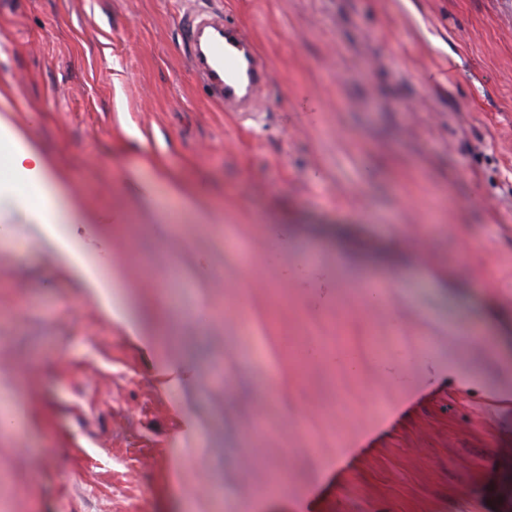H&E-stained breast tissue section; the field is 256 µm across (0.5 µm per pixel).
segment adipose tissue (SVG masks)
<instances>
[{
    "instance_id": "ef3b65f1",
    "label": "adipose tissue",
    "mask_w": 512,
    "mask_h": 512,
    "mask_svg": "<svg viewBox=\"0 0 512 512\" xmlns=\"http://www.w3.org/2000/svg\"><path fill=\"white\" fill-rule=\"evenodd\" d=\"M15 87L0 83V223L37 226L53 248L64 271L94 300L98 309L134 344H155L150 328L123 298L120 268L100 272L95 265L96 241L80 236L79 224L101 223L100 215L84 211L67 198V185L58 165L32 142L14 120Z\"/></svg>"
}]
</instances>
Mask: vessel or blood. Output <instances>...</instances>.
<instances>
[{
  "mask_svg": "<svg viewBox=\"0 0 512 512\" xmlns=\"http://www.w3.org/2000/svg\"><path fill=\"white\" fill-rule=\"evenodd\" d=\"M191 68L210 97L228 112L257 111L271 75L245 31L213 0H176Z\"/></svg>",
  "mask_w": 512,
  "mask_h": 512,
  "instance_id": "b4317fda",
  "label": "vessel or blood"
}]
</instances>
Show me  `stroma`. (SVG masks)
Returning a JSON list of instances; mask_svg holds the SVG:
<instances>
[{
    "label": "stroma",
    "mask_w": 512,
    "mask_h": 512,
    "mask_svg": "<svg viewBox=\"0 0 512 512\" xmlns=\"http://www.w3.org/2000/svg\"><path fill=\"white\" fill-rule=\"evenodd\" d=\"M222 4L271 68L245 116L194 77L173 0H0L16 122L192 371L156 389V356L0 226V401L25 377L31 404L0 428V512H502L512 0ZM133 169L197 187L181 229Z\"/></svg>",
    "instance_id": "1"
}]
</instances>
